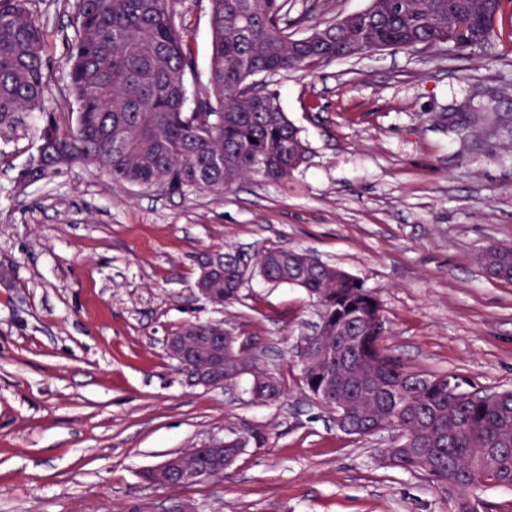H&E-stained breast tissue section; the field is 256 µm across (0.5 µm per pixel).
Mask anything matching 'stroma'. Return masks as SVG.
Wrapping results in <instances>:
<instances>
[{
    "label": "stroma",
    "instance_id": "1",
    "mask_svg": "<svg viewBox=\"0 0 512 512\" xmlns=\"http://www.w3.org/2000/svg\"><path fill=\"white\" fill-rule=\"evenodd\" d=\"M369 0H287L330 21ZM48 74L63 75L64 0H33ZM209 77V0H179ZM307 159L288 183L254 175L223 197L157 198L80 165L19 187L38 113L0 137V512H449L418 473L384 467L390 433L340 432L300 380L318 320L307 292L251 275L237 301L194 288L198 255L306 249L363 280L384 314L381 347L462 390H512V283L478 262L512 246V0L493 58L376 50L275 77ZM480 123H473V116ZM220 321L284 394L254 400L250 376L187 386L164 348L187 322ZM249 436L222 478L170 491L142 470L216 436Z\"/></svg>",
    "mask_w": 512,
    "mask_h": 512
}]
</instances>
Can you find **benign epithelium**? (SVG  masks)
Here are the masks:
<instances>
[{
    "label": "benign epithelium",
    "instance_id": "benign-epithelium-1",
    "mask_svg": "<svg viewBox=\"0 0 512 512\" xmlns=\"http://www.w3.org/2000/svg\"><path fill=\"white\" fill-rule=\"evenodd\" d=\"M208 339L199 341V329L191 327L182 335L166 337L164 345L168 356L175 360L186 382L195 387L211 388L224 385V348L231 347L233 337L224 329V324L209 322L205 326ZM207 452L212 461L203 468L189 452H179L150 468L154 479L148 485L167 488V483L178 480L183 484L203 479L219 478L233 460L224 458V439L213 438L208 442Z\"/></svg>",
    "mask_w": 512,
    "mask_h": 512
}]
</instances>
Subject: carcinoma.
I'll return each mask as SVG.
<instances>
[{
  "mask_svg": "<svg viewBox=\"0 0 512 512\" xmlns=\"http://www.w3.org/2000/svg\"><path fill=\"white\" fill-rule=\"evenodd\" d=\"M31 0H0V131L24 112L41 115L39 160L21 170L31 184L79 163L103 169L116 185L183 198L224 190L261 174L286 182L306 160V147L280 109L277 91L257 80L352 56L358 45L490 56L503 0H371L340 21L315 25L304 37L289 32L285 0H209L212 55L208 87L188 102L185 79L194 60L177 0H73L58 96L76 106L75 123L62 127L46 107V27ZM486 274L512 282V247L480 255ZM274 283L299 286L318 307V343L351 336L336 403L351 411L353 434L368 438L402 429L403 445L382 450L389 467L420 473L451 505L466 504L488 484L512 488V392H465L445 374L404 366L379 346L384 328L376 294L359 278L319 262L306 250L268 248L246 258L224 249L223 271L201 286L230 303L242 288L241 268ZM256 400L280 399L270 370L254 365ZM314 397L322 366L301 363Z\"/></svg>",
  "mask_w": 512,
  "mask_h": 512,
  "instance_id": "carcinoma-1",
  "label": "carcinoma"
}]
</instances>
